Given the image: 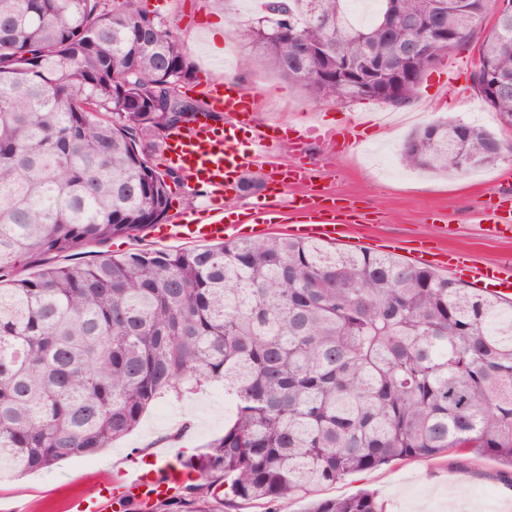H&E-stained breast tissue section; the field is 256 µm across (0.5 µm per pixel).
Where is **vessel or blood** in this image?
Masks as SVG:
<instances>
[{"mask_svg":"<svg viewBox=\"0 0 512 512\" xmlns=\"http://www.w3.org/2000/svg\"><path fill=\"white\" fill-rule=\"evenodd\" d=\"M213 110L228 113L230 120L217 127L208 121H196L193 134L175 133L168 139L165 154L168 161L214 193L231 190L253 161L254 150L267 149L271 144H286L295 154H302L308 141L322 138L319 128L291 129L288 125H265L257 130L251 145H243L238 132L245 118L260 109L259 98L244 97L233 82L216 79L206 87ZM311 178L307 163H299L283 170L281 177L269 180L271 195L283 194L289 186L304 183ZM289 207L298 220L289 225L291 235L315 238L325 242L336 241L350 225L360 223L356 210L325 200L304 195L292 198ZM254 224L243 228L224 221L222 208L210 209L198 216L186 214L183 223L156 225L154 235L160 239L186 241H223L237 237L243 231L260 235L266 232L261 224V212H254ZM487 224L483 233L487 238L499 239L512 233V195L502 194L486 210ZM416 261L440 269H465L473 284L481 289H496L498 295L512 296V263L496 262L482 265L471 261L468 254L439 248L431 252L417 251ZM189 473L168 454L156 456L152 467H137L130 471L106 477L96 495L78 498L69 504L70 512H124L127 504H152L169 497L175 487L183 485Z\"/></svg>","mask_w":512,"mask_h":512,"instance_id":"obj_1","label":"vessel or blood"}]
</instances>
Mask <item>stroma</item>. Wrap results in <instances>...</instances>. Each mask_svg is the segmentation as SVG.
I'll return each instance as SVG.
<instances>
[{"mask_svg": "<svg viewBox=\"0 0 512 512\" xmlns=\"http://www.w3.org/2000/svg\"><path fill=\"white\" fill-rule=\"evenodd\" d=\"M141 4L157 12L183 41L197 77L186 88L189 96L202 97L201 78L212 71L233 80L244 94L260 97L263 123L360 130L356 145L340 148L327 140L305 149L313 163L307 190L354 205L365 217L355 231L354 249L381 240L386 253L403 259L419 240L427 239L437 247L461 249L483 263L512 260V238H485L478 221L490 198L512 189V161L462 177L410 169L400 162L407 135L438 120L448 118L502 134L496 113L477 94L470 76L453 85L447 79L461 62L475 63L474 40L465 41L427 72L404 106L370 100L322 103L276 74L238 68L237 61L246 51L244 30L259 16L246 0H141ZM373 114L382 116L380 127L365 126L366 117ZM297 193L294 187L277 197L268 196L262 186L246 193L237 189L225 198L224 209L237 215L264 206L270 234H282L289 201ZM179 246V241L158 239L147 229L134 238L88 247L75 260L86 264L135 248L168 251ZM231 420V411L208 389L163 399L144 414L132 433L95 457L66 460L20 478L0 477V505H19L23 512H68L71 500L94 495L107 470L139 466L162 450L192 455L221 437ZM499 474V464L484 457L471 456L460 465L445 457L422 459L349 477L322 488L320 494L346 497L367 487L375 491L385 512H512V486Z\"/></svg>", "mask_w": 512, "mask_h": 512, "instance_id": "obj_1", "label": "stroma"}]
</instances>
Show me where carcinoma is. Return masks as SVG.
<instances>
[{"label": "carcinoma", "mask_w": 512, "mask_h": 512, "mask_svg": "<svg viewBox=\"0 0 512 512\" xmlns=\"http://www.w3.org/2000/svg\"><path fill=\"white\" fill-rule=\"evenodd\" d=\"M389 0L366 25L348 0H265L242 65L315 100L363 92L336 64H395L376 93L402 106L467 40L491 0H443L448 41L412 31L432 0ZM477 92L512 125V18L484 31ZM187 50L140 0H0V472L25 476L90 458L133 431L166 394L224 388L233 423L183 460L199 473L152 512H225L262 501L304 512H384L375 494L317 498L353 474L415 458L483 456L512 482V300L393 255L318 240L239 238L175 251L134 249L87 264L53 257L169 219L161 168L197 114ZM512 144L437 121L412 131L410 168L465 174ZM37 272L20 276L29 265Z\"/></svg>", "instance_id": "obj_1"}]
</instances>
